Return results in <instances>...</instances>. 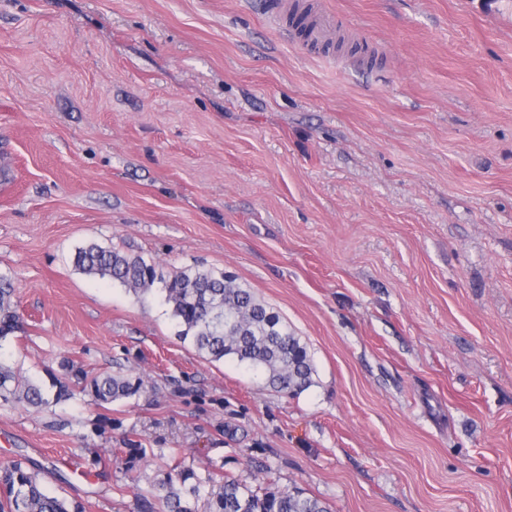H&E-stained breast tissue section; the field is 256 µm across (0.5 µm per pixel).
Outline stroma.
I'll list each match as a JSON object with an SVG mask.
<instances>
[{"label":"stroma","mask_w":512,"mask_h":512,"mask_svg":"<svg viewBox=\"0 0 512 512\" xmlns=\"http://www.w3.org/2000/svg\"><path fill=\"white\" fill-rule=\"evenodd\" d=\"M0 0V276L10 364L139 383L0 399V464L83 512L156 476L301 489L331 512H512V0ZM214 269L306 342L289 395L177 336L89 244ZM82 391L92 396L98 403H112L117 400L127 399L138 392L139 385L132 383L128 378L120 374L105 377L82 376Z\"/></svg>","instance_id":"stroma-1"}]
</instances>
